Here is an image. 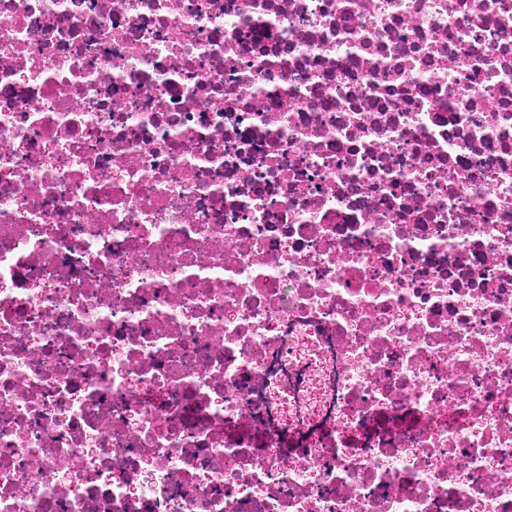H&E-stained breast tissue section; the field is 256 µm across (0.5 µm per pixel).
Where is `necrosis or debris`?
<instances>
[{
  "mask_svg": "<svg viewBox=\"0 0 512 512\" xmlns=\"http://www.w3.org/2000/svg\"><path fill=\"white\" fill-rule=\"evenodd\" d=\"M0 512H512V0H0Z\"/></svg>",
  "mask_w": 512,
  "mask_h": 512,
  "instance_id": "obj_1",
  "label": "necrosis or debris"
}]
</instances>
